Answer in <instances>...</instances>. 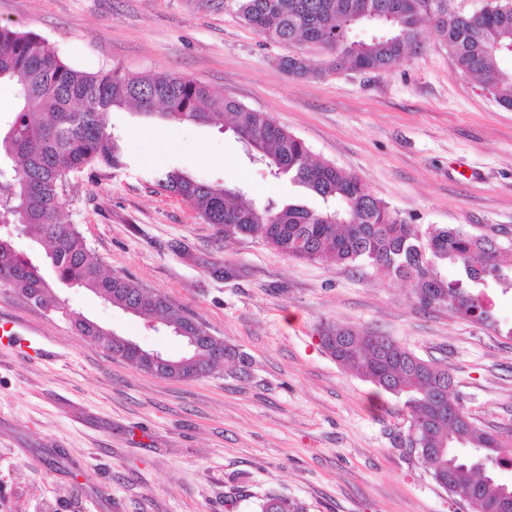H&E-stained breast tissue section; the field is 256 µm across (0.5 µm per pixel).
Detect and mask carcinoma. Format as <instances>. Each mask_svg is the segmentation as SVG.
I'll list each match as a JSON object with an SVG mask.
<instances>
[{"instance_id":"cac0c4a2","label":"carcinoma","mask_w":512,"mask_h":512,"mask_svg":"<svg viewBox=\"0 0 512 512\" xmlns=\"http://www.w3.org/2000/svg\"><path fill=\"white\" fill-rule=\"evenodd\" d=\"M241 20L267 40L280 45L309 42L325 51L327 71L382 70L418 45L422 7L426 0H236ZM376 23L386 34L370 41L350 38V30ZM431 24L448 47L457 67L477 75L499 102L512 108V73L503 72L497 58L512 53V6L509 0H488L468 14L442 9ZM21 90L19 106L8 130L0 135V224L18 223L46 247L43 264L16 249L13 239L0 235V284L35 294L52 310L72 317L43 275L49 267L63 283L85 288L104 302L146 322L160 316L171 334L190 322L184 312L157 297V303H137L143 287L125 276L107 273L91 257L78 227L62 221L70 202V186L79 173L129 165L121 137L109 128L106 115L133 104L142 115L169 122L204 124L215 114L232 118V128L249 154L265 164L276 179L286 178L305 196H317L325 206L313 207L288 199L279 207L259 208L244 193L202 183L178 168L152 174L158 189L187 202L204 222L224 232L226 240L258 239L279 253L310 261L354 267L372 266L411 284L424 308H442L478 324L491 326L489 305L478 287L493 282L512 288V248L494 246L464 225L423 227L407 224L361 180L333 164L311 160L305 143L278 126L265 112L250 110L223 91L173 73L129 75L115 68L96 73L64 61L44 38L0 28V80ZM339 199L343 208L327 206ZM459 278L441 275L447 264ZM76 329L112 351L110 332L81 321ZM320 342L344 368L403 401L418 420L415 448L432 476L450 472L455 488L465 490L480 472L475 464L489 457L502 465L500 450L512 445L502 433L475 425L460 427L442 408L448 397V370L425 360L388 336L351 327L325 325ZM224 349L213 337L194 365L173 368L170 378L208 374L212 352ZM447 446L451 452L432 457L427 448ZM479 491L490 512H512V486L486 474ZM260 512H302L285 497L270 494Z\"/></svg>"}]
</instances>
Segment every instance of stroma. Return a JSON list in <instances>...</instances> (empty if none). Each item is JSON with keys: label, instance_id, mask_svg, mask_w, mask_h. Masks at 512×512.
Segmentation results:
<instances>
[{"label": "stroma", "instance_id": "35a3bbf8", "mask_svg": "<svg viewBox=\"0 0 512 512\" xmlns=\"http://www.w3.org/2000/svg\"><path fill=\"white\" fill-rule=\"evenodd\" d=\"M0 27L34 32L82 68L176 73L267 113L312 159L356 175L409 224H463L512 247V110L461 72L430 23L389 68L299 76L289 50L239 18L233 0H0ZM108 121L129 168L73 181L67 223L107 271L165 296L225 347L209 375L165 379L112 358L70 319L0 284V322L49 355L0 346V512H259L268 494L304 512H469L398 438L402 400L342 368L322 325L378 330L441 360L452 397L480 428L512 430V291L488 285L485 327L422 309L380 270L226 241L152 173L179 168L247 192L294 194L253 163L225 118L159 124L133 109ZM68 310L171 358L164 328L57 285Z\"/></svg>", "mask_w": 512, "mask_h": 512}]
</instances>
